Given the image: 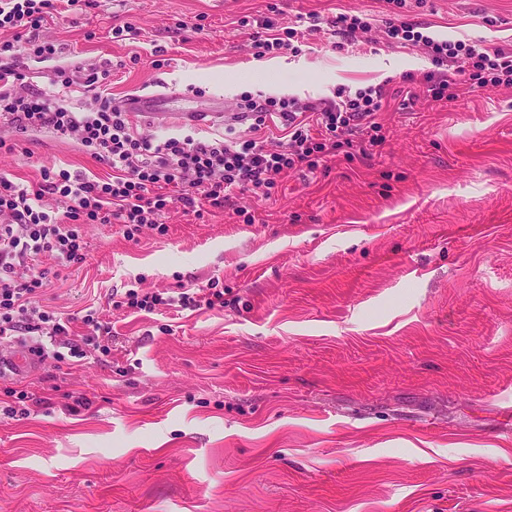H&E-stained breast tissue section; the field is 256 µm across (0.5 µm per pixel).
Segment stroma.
<instances>
[{"label":"stroma","mask_w":512,"mask_h":512,"mask_svg":"<svg viewBox=\"0 0 512 512\" xmlns=\"http://www.w3.org/2000/svg\"><path fill=\"white\" fill-rule=\"evenodd\" d=\"M359 12L338 49L255 59L231 20ZM380 0H102L49 27L62 65H109L113 97L167 83L242 96L335 99L384 85L385 140L239 195L203 217L170 209L166 234L88 224L85 261L46 302L112 326V354L22 377L28 415L0 390V512H512V87L400 109L405 73ZM406 19L486 46L512 44V0H419ZM130 23L136 39L114 37ZM203 24L193 32L194 24ZM0 175L88 178L108 167L75 141L0 139ZM224 288V309L132 314L115 292Z\"/></svg>","instance_id":"stroma-1"}]
</instances>
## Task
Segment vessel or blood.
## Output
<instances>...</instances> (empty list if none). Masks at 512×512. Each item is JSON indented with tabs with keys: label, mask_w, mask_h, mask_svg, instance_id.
<instances>
[{
	"label": "vessel or blood",
	"mask_w": 512,
	"mask_h": 512,
	"mask_svg": "<svg viewBox=\"0 0 512 512\" xmlns=\"http://www.w3.org/2000/svg\"><path fill=\"white\" fill-rule=\"evenodd\" d=\"M118 107L145 124L198 125L223 122L224 97L209 96L200 102L162 84L147 92H132L118 99ZM39 357L30 347L14 343L0 345V379L34 371Z\"/></svg>",
	"instance_id": "b4317fda"
}]
</instances>
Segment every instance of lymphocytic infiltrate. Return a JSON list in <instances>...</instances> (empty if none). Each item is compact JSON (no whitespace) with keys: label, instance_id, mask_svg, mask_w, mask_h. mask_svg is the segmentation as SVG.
Listing matches in <instances>:
<instances>
[{"label":"lymphocytic infiltrate","instance_id":"lymphocytic-infiltrate-1","mask_svg":"<svg viewBox=\"0 0 512 512\" xmlns=\"http://www.w3.org/2000/svg\"><path fill=\"white\" fill-rule=\"evenodd\" d=\"M382 3L391 15L384 30L387 40L420 49L435 64L432 70L406 74L405 83L443 103L512 86V47L437 38L426 24L404 19L407 0ZM78 5L91 8L95 0H0V30L12 34L0 41V126L23 136L47 131L77 139L112 170L110 178L94 180L66 169H46L31 187L0 176V340L32 341L41 361L74 365L84 353L68 337L69 321L42 302L55 273L41 266V258L61 265L82 263L88 251L87 224L119 225L129 240L147 229L163 234L167 226L161 217L171 205L192 212L206 206L221 209L245 192L269 196L275 177L290 171L314 170L338 155L369 157L384 141L379 116L387 99L381 85L339 95L321 106L285 96L248 95L243 108L251 120L250 136L201 138L181 132L155 140L113 105L109 68L94 67L82 76L68 66L53 69V85L65 90L81 85L91 95L88 106L52 99L26 81L18 46L42 61L56 59V39L37 37L36 32ZM238 25L253 56L262 59L327 34L351 42L369 28L370 19L340 12L324 20L313 12L300 29L277 28L268 16H245ZM276 118L283 120L287 138L271 149L262 132ZM114 305L132 313L160 307L203 311L223 308L225 299L220 288L181 285L159 292L130 288Z\"/></svg>","mask_w":512,"mask_h":512}]
</instances>
